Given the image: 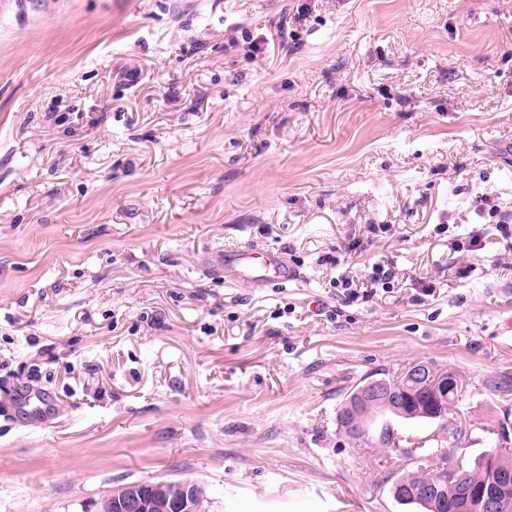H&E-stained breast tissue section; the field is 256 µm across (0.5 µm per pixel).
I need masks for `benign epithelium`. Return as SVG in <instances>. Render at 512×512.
Segmentation results:
<instances>
[{"label": "benign epithelium", "mask_w": 512, "mask_h": 512, "mask_svg": "<svg viewBox=\"0 0 512 512\" xmlns=\"http://www.w3.org/2000/svg\"><path fill=\"white\" fill-rule=\"evenodd\" d=\"M428 388L434 392V405L431 406L432 415H438L439 406L446 393L452 388L451 382L441 376L427 380ZM393 402L392 408L399 409L403 402L401 392L390 389L383 380L373 379L367 382L357 392L354 404L349 406L348 420H358L362 408L380 400ZM490 468L494 471V478L488 485L471 486L462 485L457 499L452 502L451 512H501L506 492L512 489V470L500 467L497 453L490 451L486 455ZM457 475L454 467H448V472L433 475L432 481L424 486L410 485L402 480L394 485L393 497L400 502H422L428 508H438V494L443 490L444 482L448 477ZM195 487L197 482L191 480H170L164 482L161 493L147 499L135 486H128L121 494L107 493L97 503V512H169L173 498H178L184 512H201V503L196 499Z\"/></svg>", "instance_id": "obj_1"}]
</instances>
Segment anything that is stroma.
I'll return each mask as SVG.
<instances>
[{
	"mask_svg": "<svg viewBox=\"0 0 512 512\" xmlns=\"http://www.w3.org/2000/svg\"><path fill=\"white\" fill-rule=\"evenodd\" d=\"M0 0V512L183 478L209 512H418L336 409L454 369L512 431V0ZM480 232L478 250L452 241ZM231 246L288 260L228 284ZM388 264L400 284L334 283ZM466 275H456V268ZM431 285L423 295L422 285Z\"/></svg>",
	"mask_w": 512,
	"mask_h": 512,
	"instance_id": "stroma-1",
	"label": "stroma"
}]
</instances>
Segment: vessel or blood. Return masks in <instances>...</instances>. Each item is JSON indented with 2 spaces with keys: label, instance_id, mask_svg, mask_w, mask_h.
Masks as SVG:
<instances>
[{
  "label": "vessel or blood",
  "instance_id": "b4317fda",
  "mask_svg": "<svg viewBox=\"0 0 512 512\" xmlns=\"http://www.w3.org/2000/svg\"><path fill=\"white\" fill-rule=\"evenodd\" d=\"M288 279V265L280 253L255 248L225 252L224 280L228 283L250 281L267 285Z\"/></svg>",
  "mask_w": 512,
  "mask_h": 512
}]
</instances>
